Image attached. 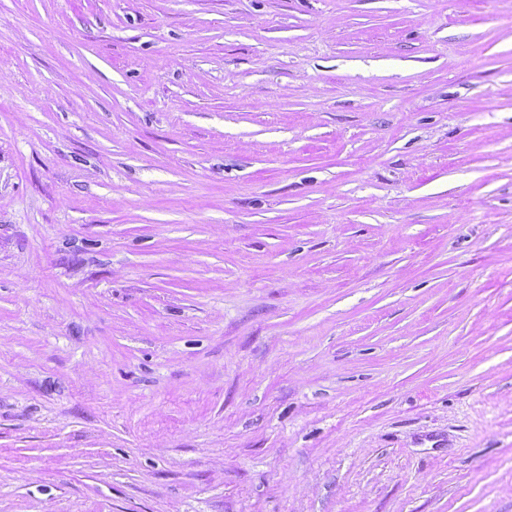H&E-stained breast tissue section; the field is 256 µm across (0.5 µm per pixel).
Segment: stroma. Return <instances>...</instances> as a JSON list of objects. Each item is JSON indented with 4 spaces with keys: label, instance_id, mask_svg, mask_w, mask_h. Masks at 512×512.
Here are the masks:
<instances>
[{
    "label": "stroma",
    "instance_id": "1",
    "mask_svg": "<svg viewBox=\"0 0 512 512\" xmlns=\"http://www.w3.org/2000/svg\"><path fill=\"white\" fill-rule=\"evenodd\" d=\"M0 512H512V0H0Z\"/></svg>",
    "mask_w": 512,
    "mask_h": 512
}]
</instances>
